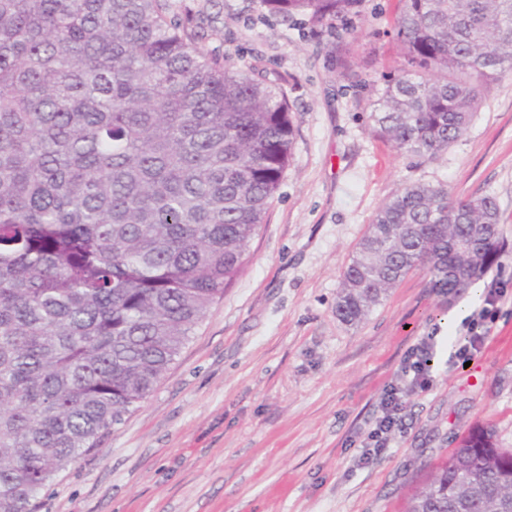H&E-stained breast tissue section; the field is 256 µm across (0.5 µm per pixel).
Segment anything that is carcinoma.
Masks as SVG:
<instances>
[{"label":"carcinoma","instance_id":"1","mask_svg":"<svg viewBox=\"0 0 512 512\" xmlns=\"http://www.w3.org/2000/svg\"><path fill=\"white\" fill-rule=\"evenodd\" d=\"M346 26L363 0H263ZM403 62L374 132L435 157L512 69V0H402ZM294 144L282 88L201 51L165 0H0V512H40L237 279ZM491 196L405 186L344 270L363 321L410 271L453 299L494 261ZM407 512H512L491 425L448 453Z\"/></svg>","mask_w":512,"mask_h":512}]
</instances>
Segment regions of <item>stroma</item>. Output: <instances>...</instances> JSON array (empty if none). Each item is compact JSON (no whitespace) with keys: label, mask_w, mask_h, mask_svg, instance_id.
Here are the masks:
<instances>
[{"label":"stroma","mask_w":512,"mask_h":512,"mask_svg":"<svg viewBox=\"0 0 512 512\" xmlns=\"http://www.w3.org/2000/svg\"><path fill=\"white\" fill-rule=\"evenodd\" d=\"M205 53L285 91L290 164L247 263L168 371L103 448L42 492L40 512H404L412 489L473 427L512 448V72L492 80L465 134L428 158L372 130L373 103L402 61L400 0H365L342 38L261 0H168ZM422 182L491 195L497 257L455 300L408 274L356 326L335 311L342 274L378 209ZM502 313L469 367L448 360L495 281ZM434 343L433 382L412 387L411 350ZM403 393L381 454L368 435L387 390Z\"/></svg>","instance_id":"stroma-1"}]
</instances>
